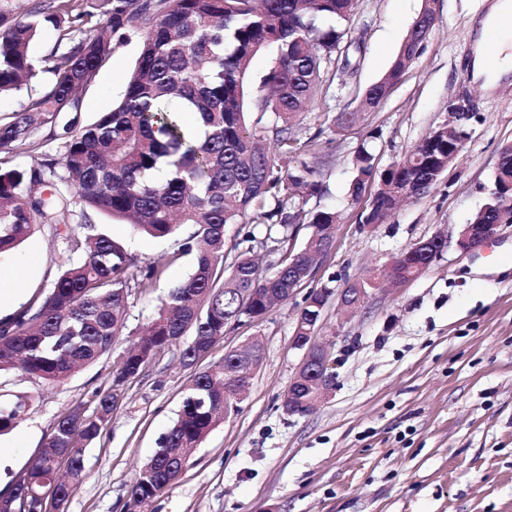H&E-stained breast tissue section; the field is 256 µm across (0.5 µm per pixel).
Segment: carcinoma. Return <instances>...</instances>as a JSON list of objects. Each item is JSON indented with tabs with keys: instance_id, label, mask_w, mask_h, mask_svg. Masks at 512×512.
I'll return each mask as SVG.
<instances>
[{
	"instance_id": "cac0c4a2",
	"label": "carcinoma",
	"mask_w": 512,
	"mask_h": 512,
	"mask_svg": "<svg viewBox=\"0 0 512 512\" xmlns=\"http://www.w3.org/2000/svg\"><path fill=\"white\" fill-rule=\"evenodd\" d=\"M358 0H83L69 13H30L0 28V97L28 88L43 73L54 75L49 91L0 123V153L32 145L48 130L56 154L30 167H0V254L16 249L40 224L54 227L80 258L61 267L46 295L0 325V372L21 369L49 383L67 380L112 349L128 315V300L152 288L165 267H138L125 249L96 231L93 217L123 221L154 238L174 236L189 224L183 250L194 255L190 275L169 290L138 348L118 364L112 386L95 393L87 414L62 413L41 449L32 475L10 508L38 512L50 494L68 502L84 476L85 447L106 430L116 391L140 374L159 350L182 336L181 352L195 363L199 351L224 339L226 327L244 316L263 317L289 299L294 279L307 282L321 262L323 241L307 239L288 254L287 240L305 224L318 232L336 227L341 212L304 209L301 190L322 192L319 171L294 156L317 148V136L301 140V115L335 80L336 53ZM435 0H425L426 26L412 25L389 68L365 89L360 109L383 103L421 53L434 27ZM67 40L62 52L36 56L31 45L44 23ZM144 31L140 54L126 79L121 102L95 122L81 124L77 93L112 53L113 42ZM269 53V68L256 75L252 59ZM62 112L72 116L59 121ZM274 115L262 125L266 113ZM359 113L344 110L333 130L353 126ZM270 137L276 152L262 146ZM448 171L446 135H426L400 161L380 171L367 151L358 153L349 186L351 205L365 204L363 223L389 216L392 193L411 185L427 193ZM378 192L367 198L371 184ZM473 224H512V143L502 147L493 186ZM265 226L256 236L252 225ZM237 226L232 238L226 227ZM263 250L279 255L276 271L261 274L254 259ZM258 287L257 298L242 289ZM239 374L237 354L194 372L177 419L127 491L126 512H145L173 485L196 447L235 403L224 372ZM30 400L0 405V435L13 430Z\"/></svg>"
}]
</instances>
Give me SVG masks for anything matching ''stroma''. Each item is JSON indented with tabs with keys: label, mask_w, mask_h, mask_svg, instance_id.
Returning <instances> with one entry per match:
<instances>
[{
	"label": "stroma",
	"mask_w": 512,
	"mask_h": 512,
	"mask_svg": "<svg viewBox=\"0 0 512 512\" xmlns=\"http://www.w3.org/2000/svg\"><path fill=\"white\" fill-rule=\"evenodd\" d=\"M491 2L436 0L430 38L382 105L347 131L325 133L327 115L357 106L381 78L423 8V0H358L348 22L351 36L363 40L357 69L301 117L302 137L317 136L318 150L298 158L321 170L323 184L306 207L330 205L343 216L333 247L307 286L259 322L225 331L201 359L204 367L218 362L252 337L265 353L238 411L193 449L179 480L147 512H512V224L471 252L455 245L486 201L502 146L512 143V75L486 92L463 55ZM141 41L135 31L114 44L80 92L83 123L123 97ZM462 96L476 116L453 165L382 224H361L348 203L358 151L369 150L378 169L389 167L449 123L448 101ZM96 222L139 267L161 263L165 274L130 297L127 327L111 351L64 382L0 373V401L33 400L26 418L0 435L9 451L0 459V492L34 463L61 412L94 409L95 390L111 386L121 356L169 288L192 271V254L181 250L191 226L160 240L101 216ZM436 234L449 245L425 272L404 283L381 279L395 257ZM31 255L39 262L24 281V306L47 291L71 253L45 225L0 261ZM372 273L378 279L363 309L348 314L332 300L322 315L318 336L336 361L334 391L310 415L286 414L282 397L303 359L292 343L294 325L308 291L341 289ZM185 344L174 340L125 383L111 423L85 450L86 476L67 512H124L129 485L176 418L192 373L180 358Z\"/></svg>",
	"instance_id": "1"
}]
</instances>
